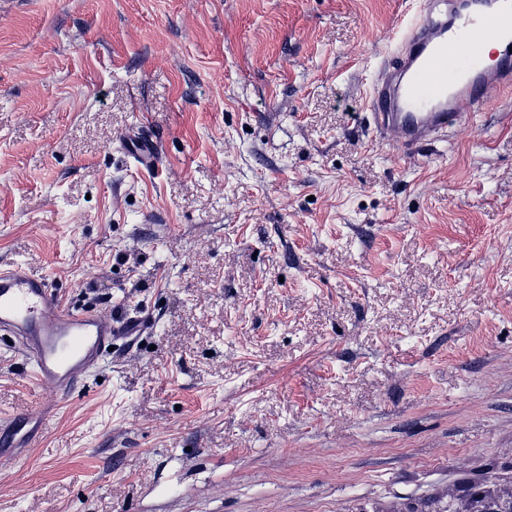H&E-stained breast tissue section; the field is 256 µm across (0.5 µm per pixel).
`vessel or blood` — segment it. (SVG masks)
Listing matches in <instances>:
<instances>
[{
  "label": "vessel or blood",
  "mask_w": 512,
  "mask_h": 512,
  "mask_svg": "<svg viewBox=\"0 0 512 512\" xmlns=\"http://www.w3.org/2000/svg\"><path fill=\"white\" fill-rule=\"evenodd\" d=\"M499 46L491 61L480 47ZM512 90V0H429L403 30L401 48L383 67L372 91L371 120L379 135L396 134L406 151L436 140L466 112L485 105L489 91ZM139 168L154 170L152 139L134 146ZM140 319L105 320L94 311L62 307L46 280L25 269H0V332L14 335L35 381L56 400L71 398L121 336L143 332ZM39 416L0 420V444L35 441Z\"/></svg>",
  "instance_id": "vessel-or-blood-1"
}]
</instances>
